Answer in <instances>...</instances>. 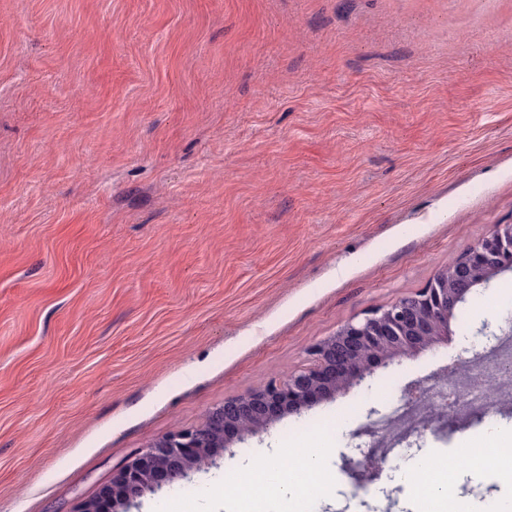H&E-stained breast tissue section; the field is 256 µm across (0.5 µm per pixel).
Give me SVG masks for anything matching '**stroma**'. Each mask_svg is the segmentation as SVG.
<instances>
[{"mask_svg": "<svg viewBox=\"0 0 512 512\" xmlns=\"http://www.w3.org/2000/svg\"><path fill=\"white\" fill-rule=\"evenodd\" d=\"M512 224V0H0V512H77L112 471L306 364ZM512 272L432 349L244 439L129 512L246 499L319 452L317 512H411L430 455L512 444V401L424 430L364 497L370 408L482 349ZM512 500L497 472L474 493ZM385 458L377 452L367 457L364 461L353 464L351 459H343V467L350 473L357 490L363 486L366 480H376L382 471Z\"/></svg>", "mask_w": 512, "mask_h": 512, "instance_id": "35a3bbf8", "label": "stroma"}]
</instances>
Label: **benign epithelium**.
Wrapping results in <instances>:
<instances>
[{"mask_svg": "<svg viewBox=\"0 0 512 512\" xmlns=\"http://www.w3.org/2000/svg\"><path fill=\"white\" fill-rule=\"evenodd\" d=\"M512 268V224H498L462 260L441 269L418 295L403 298L344 325L335 335L316 343L311 362L262 389L224 400L190 428L163 435L140 449L112 473L97 499L80 512H95L98 501L129 506L164 484L213 463L231 436H243L297 414L312 403L358 386L374 368L390 360L424 351L448 335V321L471 292L500 272ZM385 458L374 453L343 467L360 488L375 480Z\"/></svg>", "mask_w": 512, "mask_h": 512, "instance_id": "obj_1", "label": "benign epithelium"}]
</instances>
